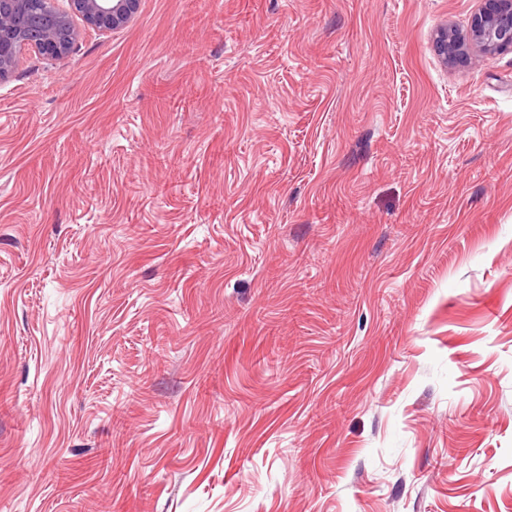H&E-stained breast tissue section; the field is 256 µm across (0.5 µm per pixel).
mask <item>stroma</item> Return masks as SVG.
<instances>
[{"label":"stroma","instance_id":"1","mask_svg":"<svg viewBox=\"0 0 512 512\" xmlns=\"http://www.w3.org/2000/svg\"><path fill=\"white\" fill-rule=\"evenodd\" d=\"M485 0H140L0 80V512H512V51ZM492 3L497 5L495 10L483 8L473 15L466 36H452L460 52L468 45H474L484 56L512 50V0Z\"/></svg>","mask_w":512,"mask_h":512}]
</instances>
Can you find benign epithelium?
I'll use <instances>...</instances> for the list:
<instances>
[{
  "mask_svg": "<svg viewBox=\"0 0 512 512\" xmlns=\"http://www.w3.org/2000/svg\"><path fill=\"white\" fill-rule=\"evenodd\" d=\"M139 0H69V8L57 0H0V79L11 72L28 45L24 29L29 18L41 9H50L55 20L35 49L51 59H64L76 48L79 32L72 15H80L98 30H112L125 24L136 12ZM494 10L474 14L467 35H454L457 49L475 46L484 55L512 50V0H493Z\"/></svg>",
  "mask_w": 512,
  "mask_h": 512,
  "instance_id": "7a95c632",
  "label": "benign epithelium"
}]
</instances>
